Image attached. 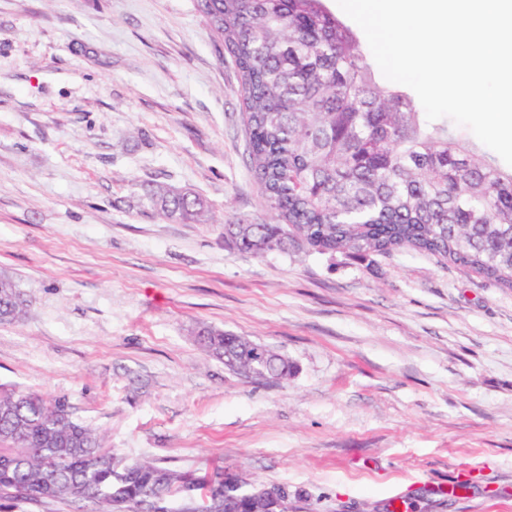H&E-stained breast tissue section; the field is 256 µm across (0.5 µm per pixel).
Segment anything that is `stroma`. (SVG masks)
<instances>
[{"label": "stroma", "mask_w": 512, "mask_h": 512, "mask_svg": "<svg viewBox=\"0 0 512 512\" xmlns=\"http://www.w3.org/2000/svg\"><path fill=\"white\" fill-rule=\"evenodd\" d=\"M206 221L150 215L156 184ZM232 60L193 0H0V385L66 400L111 451L217 464L300 512H512V290L431 255L239 254L265 219ZM205 323L283 354L254 382ZM29 307L25 293L15 280L0 273V323L14 324L20 322Z\"/></svg>", "instance_id": "stroma-1"}]
</instances>
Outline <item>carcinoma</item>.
<instances>
[{
  "instance_id": "obj_1",
  "label": "carcinoma",
  "mask_w": 512,
  "mask_h": 512,
  "mask_svg": "<svg viewBox=\"0 0 512 512\" xmlns=\"http://www.w3.org/2000/svg\"><path fill=\"white\" fill-rule=\"evenodd\" d=\"M326 0H194L219 57L238 74L248 166L273 220L237 219L224 241L263 256L295 245L372 265L413 250L443 258L512 289V172L463 139L446 119L429 121L414 100L377 80L360 41ZM152 215L201 221L198 195L158 185ZM29 307L0 273V322ZM200 346L237 374L250 370L249 339L206 325ZM294 366L274 352L265 379ZM102 434L68 404L0 387V499L91 502L95 512H241L245 474L136 461L118 474Z\"/></svg>"
}]
</instances>
